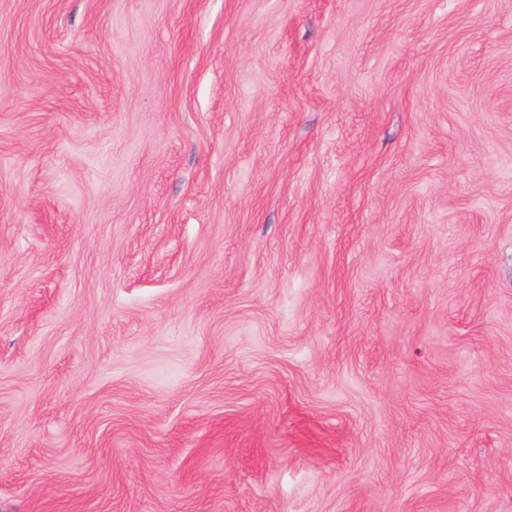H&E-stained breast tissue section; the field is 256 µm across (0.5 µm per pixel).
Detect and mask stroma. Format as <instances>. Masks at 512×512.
I'll use <instances>...</instances> for the list:
<instances>
[{
    "label": "stroma",
    "instance_id": "1",
    "mask_svg": "<svg viewBox=\"0 0 512 512\" xmlns=\"http://www.w3.org/2000/svg\"><path fill=\"white\" fill-rule=\"evenodd\" d=\"M0 512H512V0H0Z\"/></svg>",
    "mask_w": 512,
    "mask_h": 512
}]
</instances>
